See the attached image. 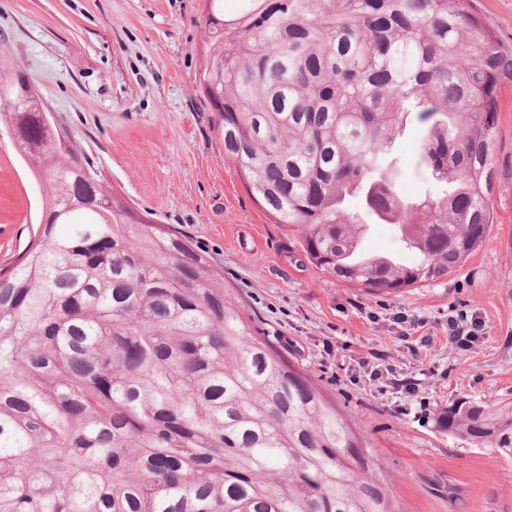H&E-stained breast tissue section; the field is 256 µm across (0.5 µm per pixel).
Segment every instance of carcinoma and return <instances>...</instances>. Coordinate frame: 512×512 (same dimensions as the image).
<instances>
[{
	"mask_svg": "<svg viewBox=\"0 0 512 512\" xmlns=\"http://www.w3.org/2000/svg\"><path fill=\"white\" fill-rule=\"evenodd\" d=\"M200 36L224 158L316 268L394 294L486 239L512 46L472 0H247L232 19L209 0ZM410 120L415 173L444 186L415 200L395 151ZM2 130L45 197L36 243L0 272V512H397L211 258L107 192L6 64ZM370 222L397 226L418 261L361 256ZM436 425L512 458V401L462 396Z\"/></svg>",
	"mask_w": 512,
	"mask_h": 512,
	"instance_id": "cac0c4a2",
	"label": "carcinoma"
}]
</instances>
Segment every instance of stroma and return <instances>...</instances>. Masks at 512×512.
<instances>
[{
    "label": "stroma",
    "instance_id": "1",
    "mask_svg": "<svg viewBox=\"0 0 512 512\" xmlns=\"http://www.w3.org/2000/svg\"><path fill=\"white\" fill-rule=\"evenodd\" d=\"M207 0H0V60L29 75L100 182L224 269L259 329L346 413L401 512H512V461L437 429L457 397L512 399V83L496 126L495 214L452 273L369 295L317 269L224 158L198 81ZM43 188L0 135V268L39 232ZM363 252L417 261L390 224ZM477 316L470 348L449 318Z\"/></svg>",
    "mask_w": 512,
    "mask_h": 512
}]
</instances>
